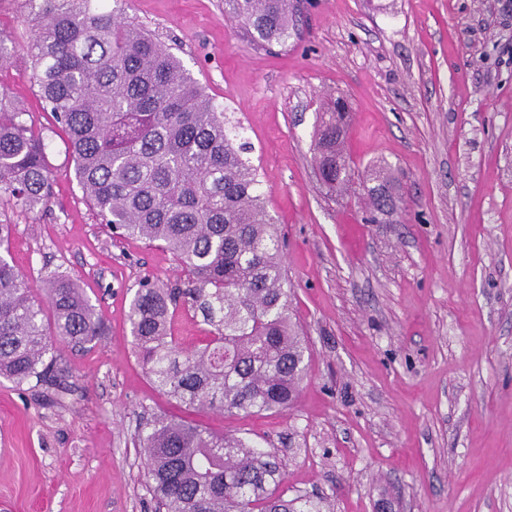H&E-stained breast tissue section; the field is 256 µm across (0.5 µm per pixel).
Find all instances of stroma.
Listing matches in <instances>:
<instances>
[{"label":"stroma","mask_w":512,"mask_h":512,"mask_svg":"<svg viewBox=\"0 0 512 512\" xmlns=\"http://www.w3.org/2000/svg\"><path fill=\"white\" fill-rule=\"evenodd\" d=\"M172 48L237 114L280 230L291 312L310 357L292 409L183 410L139 362L127 314L143 278L183 284L173 255L113 238L44 110L22 0H0V90L25 103L55 174L47 206L0 202L31 282L75 279L106 334L56 384L0 377V512H156L138 438L185 416L272 452L286 497L330 512H512V0H300L266 49L224 0H105ZM346 98L351 189L312 161L319 100ZM399 209L366 221L368 167Z\"/></svg>","instance_id":"stroma-1"}]
</instances>
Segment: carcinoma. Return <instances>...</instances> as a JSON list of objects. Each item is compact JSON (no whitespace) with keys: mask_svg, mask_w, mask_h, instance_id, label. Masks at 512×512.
<instances>
[{"mask_svg":"<svg viewBox=\"0 0 512 512\" xmlns=\"http://www.w3.org/2000/svg\"><path fill=\"white\" fill-rule=\"evenodd\" d=\"M28 45L45 109L67 133L76 178L112 233L157 244L187 286L140 281L129 308L139 361L160 391L188 408L244 413L291 407L309 348L292 321L272 216L237 125L168 47L91 0H25ZM296 0H224L260 44L287 42ZM29 113L0 96V200L27 211L50 200L54 173ZM349 113L342 98L318 113L313 163L344 192ZM365 187L381 224L398 211L391 167L374 164ZM13 225L0 223V376L18 385L68 372L53 343L83 347L104 335L94 306L67 275L34 288L10 260ZM193 311L204 343L181 354L172 326ZM163 512H324L318 496L279 492L276 458L244 438L161 417L140 438Z\"/></svg>","mask_w":512,"mask_h":512,"instance_id":"1","label":"carcinoma"}]
</instances>
